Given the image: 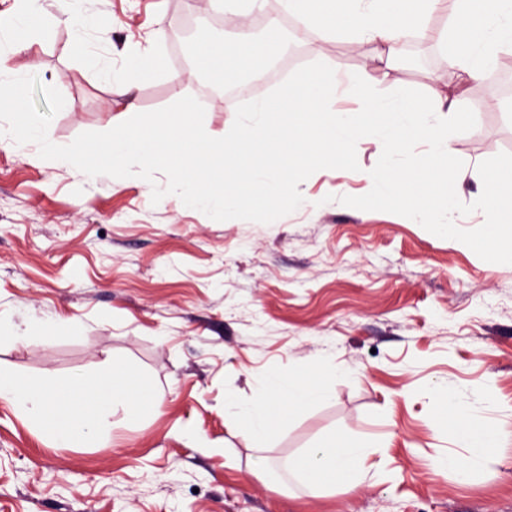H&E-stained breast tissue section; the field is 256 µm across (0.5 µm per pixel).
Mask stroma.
Here are the masks:
<instances>
[{
  "mask_svg": "<svg viewBox=\"0 0 512 512\" xmlns=\"http://www.w3.org/2000/svg\"><path fill=\"white\" fill-rule=\"evenodd\" d=\"M42 6L40 44L10 58L17 82L0 91V123L21 92L58 157L0 148V377L76 395L111 385L118 369L160 399L135 419L91 416L90 434L75 439L0 398V512H512V259L489 247L476 202L479 179L512 172L502 90L512 55L468 87L474 115L448 154L457 212L447 232L368 205L372 186L359 173L380 161L369 141L352 167L308 171L296 189L310 206L266 223L183 204L161 191L165 169L131 161L120 175L88 179L69 157L105 142L131 97L151 116L211 92L194 118L220 140L278 89L262 72L241 98L218 95L188 26H207L219 43L269 40L271 68L287 67L292 81L315 68L359 73L370 45L297 32L288 0H258L242 15L222 0H85L79 19L65 0ZM447 28L440 11L403 41L419 59L401 60L381 96L420 98L435 79L456 85ZM85 47L119 72L148 49L162 66L131 97L113 95L85 69ZM32 315L44 331L15 337ZM318 360L326 393L270 433L253 436L226 411L255 400L257 379L297 382ZM444 386L481 402L496 424L488 463L464 483L455 466H431L471 452L437 419ZM334 433L365 440L368 477L318 495L281 493L275 475ZM258 454L274 475L252 471Z\"/></svg>",
  "mask_w": 512,
  "mask_h": 512,
  "instance_id": "stroma-1",
  "label": "stroma"
}]
</instances>
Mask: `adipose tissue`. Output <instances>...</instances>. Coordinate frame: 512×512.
<instances>
[{"mask_svg":"<svg viewBox=\"0 0 512 512\" xmlns=\"http://www.w3.org/2000/svg\"><path fill=\"white\" fill-rule=\"evenodd\" d=\"M289 6L302 29L317 28L356 45L371 44L373 51L363 71L356 75L326 68L310 71L254 106L248 122L234 127L220 142L206 124L193 119V104L146 117L135 101H128L111 124L108 146H83L74 158L76 167L86 175L103 167L117 172L126 160L137 158L147 166L167 169L170 189L192 204L225 215L242 207L256 218L268 219L284 208L306 204V197L295 193L293 186L307 169L351 165L357 142L367 139L381 159L376 168L363 173L375 190L373 202L404 212L417 223L446 228L457 208L454 193L447 189L454 180L448 165L449 142L469 125L472 114L461 97L448 96L435 83L423 100L385 99L378 89L395 71L398 44L410 28L422 27L443 8L451 19L449 67L462 81L481 79L495 55L512 53V0H289ZM40 12V0H16L9 15H0V46L30 49L38 39ZM195 40L200 64L215 67L220 81L249 77L269 61V48L262 42L218 46L204 27L197 30ZM84 64L128 92L137 78L153 71L155 61L147 52L117 73L90 52ZM349 93L362 100V111H337V100ZM419 137L428 149L425 162L417 168L421 186L413 192L405 183L410 169L397 158L408 142ZM479 201L487 223L512 237V189L492 180L480 181ZM285 387L282 380L259 381L255 402L241 408L238 419L255 434L273 430L298 407L296 401L283 397ZM0 398L11 400L36 425L45 424L53 411H65L72 418L71 435L81 438L88 433L90 414L111 409L137 414L155 403L156 394L142 382L131 381L75 399L64 390L22 389L0 381ZM435 398L440 422L465 430L472 441V453L457 466L459 474L483 467L494 446V428L462 427L461 416L474 419L479 410L459 391L443 387ZM360 446V440L349 435L329 438L297 458L292 471L304 485L365 478L368 471Z\"/></svg>","mask_w":512,"mask_h":512,"instance_id":"obj_1","label":"adipose tissue"}]
</instances>
